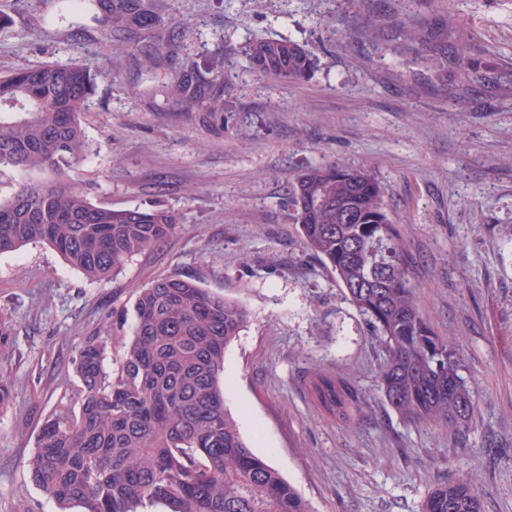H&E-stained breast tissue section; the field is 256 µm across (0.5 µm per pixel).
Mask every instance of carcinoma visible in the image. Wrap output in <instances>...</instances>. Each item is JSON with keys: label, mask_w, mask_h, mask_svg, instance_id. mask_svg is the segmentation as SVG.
<instances>
[{"label": "carcinoma", "mask_w": 512, "mask_h": 512, "mask_svg": "<svg viewBox=\"0 0 512 512\" xmlns=\"http://www.w3.org/2000/svg\"><path fill=\"white\" fill-rule=\"evenodd\" d=\"M91 2L112 33L149 31L158 19L157 0ZM401 32L441 81H448L450 47L459 68L469 69L462 33L450 44L446 25L403 21ZM246 57L253 71L275 79L301 80L316 65L285 36L252 43ZM98 75L83 63H45L0 76V168L28 176L0 197V253L43 241L91 282L118 274L177 224L164 208L95 204L74 178L86 151L80 115ZM174 93L224 111V100L191 74ZM383 197L368 170L334 164L301 172L288 207L305 249L336 274L377 336L387 404L406 422L457 431L473 411L470 391L453 343L419 307ZM246 321L240 303L177 276L141 288L132 338L112 380L103 368L104 342L80 349L79 414L45 422L27 461L31 481L59 512H139L146 503L164 512H309L295 488L249 448L224 405L225 352ZM312 387L329 415L350 419L344 381L319 374ZM422 512H481L472 478L434 487Z\"/></svg>", "instance_id": "obj_1"}]
</instances>
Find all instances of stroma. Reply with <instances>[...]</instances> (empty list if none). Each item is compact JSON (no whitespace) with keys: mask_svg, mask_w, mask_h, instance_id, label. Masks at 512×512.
I'll return each instance as SVG.
<instances>
[{"mask_svg":"<svg viewBox=\"0 0 512 512\" xmlns=\"http://www.w3.org/2000/svg\"><path fill=\"white\" fill-rule=\"evenodd\" d=\"M155 31L126 36L84 0H0V73L84 61L100 76L81 116L78 169L93 202L162 207V244L92 283L48 244L0 253V512H56L25 466L50 417L77 414L82 346L107 337L106 372L130 340L133 305L177 274L238 301L224 403L252 451L310 512H421L464 474L482 512H512V0H159ZM382 24L367 26L368 16ZM455 17L474 35L476 81H440L395 59L399 23ZM175 47L157 61L155 32ZM291 37L315 58L302 80L253 72L244 51ZM194 73L224 109L187 108L169 88ZM367 169L402 235L435 332L453 341L474 414L451 432L403 421L384 401L381 349L336 276L303 247L288 188L309 166ZM358 395L342 422L315 375Z\"/></svg>","mask_w":512,"mask_h":512,"instance_id":"35a3bbf8","label":"stroma"}]
</instances>
